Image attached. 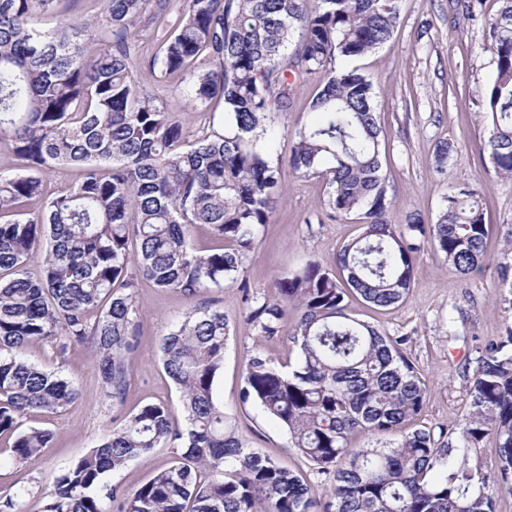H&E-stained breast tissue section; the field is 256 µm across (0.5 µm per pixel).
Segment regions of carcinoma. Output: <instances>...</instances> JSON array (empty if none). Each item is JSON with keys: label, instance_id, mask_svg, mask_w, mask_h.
Masks as SVG:
<instances>
[{"label": "carcinoma", "instance_id": "1", "mask_svg": "<svg viewBox=\"0 0 512 512\" xmlns=\"http://www.w3.org/2000/svg\"><path fill=\"white\" fill-rule=\"evenodd\" d=\"M55 0H0V144L27 172L0 167V444L20 465L51 447L49 429H21L32 413L56 415L77 399L71 381L27 360L49 342L64 354L91 342L104 396L123 403L137 350L143 280L193 299L238 280L259 227L269 223L281 187L266 139L272 117L315 71L327 74L296 132L290 166L328 187L330 217L354 214L361 232L326 266L311 260L277 279L270 296L249 298L246 324L280 335L288 312L295 362L254 346L242 363L240 400L286 431L308 473L248 446L216 398L230 337L224 312L188 311L161 341V360L180 392L184 421L165 403L145 404L60 475L41 512H497L512 494V326L488 343L469 386L468 412L451 432L421 423L428 386L402 341L346 313L358 297L378 310L396 307L414 281L430 241L460 275L492 265L512 278V244L486 252L487 224L477 191L446 197L436 223H391L394 197L382 174L385 135L373 83L336 61L363 57L393 36L400 0H183L149 61L192 112L230 127L191 139L138 78L137 20L170 0H107L112 40L98 43L93 23L64 16L52 29L37 14ZM496 73L484 109V145L495 171L512 177V0L490 23ZM79 180L51 191L54 168ZM204 227L217 245L193 243ZM42 272L26 271L41 242ZM366 433L380 447L365 448ZM497 443L489 475L474 461ZM155 448L171 464L123 496L105 475ZM329 478L320 505L318 478ZM24 486L0 493V512H23Z\"/></svg>", "mask_w": 512, "mask_h": 512}]
</instances>
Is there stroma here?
<instances>
[{"label":"stroma","mask_w":512,"mask_h":512,"mask_svg":"<svg viewBox=\"0 0 512 512\" xmlns=\"http://www.w3.org/2000/svg\"><path fill=\"white\" fill-rule=\"evenodd\" d=\"M501 7L502 0H476L468 17L456 0H401L393 37L352 62L376 87L375 107L387 142L383 174L396 194L394 223L406 224L411 215L426 224L436 223L448 193L466 182L483 203L489 228L486 249L491 255L512 239V179L495 173L484 149L492 132L484 96L496 69L490 23ZM325 80L322 72L309 75L287 111L274 120L269 153L283 166L282 193L269 223L256 234L238 282L208 290L194 300L147 282L140 284L141 342L130 362V388L123 405H112L105 398L90 345L71 346L61 357L46 343L30 347L31 362L73 381L80 396L60 416L24 418V427H47L55 433L52 447L38 462L26 467L13 464L9 448L0 445V489L17 482L25 485L27 512H40L41 491L121 424L129 411L165 402L174 416H181L178 393L163 370L159 346L171 326L197 304L224 311L235 326L217 383L225 413L237 420L256 452L296 469L303 467V459L288 446L287 433L257 407L240 401L241 363L255 344H262L277 359L297 356L287 336L258 340L244 322V296L271 294L275 280L309 260L333 263L339 247L358 233L354 220L328 217L327 189L321 179L299 176L287 165L294 134L308 120L310 102ZM443 141L452 151L447 166L439 169L435 152ZM347 312L390 336L406 337L407 356L429 379L422 419L449 430L467 411L477 358L512 324V287L503 285L492 268L459 275L427 245L417 259L413 286L398 307L380 312L354 298ZM171 458L170 449H154L108 474L106 482L132 491L168 466Z\"/></svg>","instance_id":"stroma-1"}]
</instances>
